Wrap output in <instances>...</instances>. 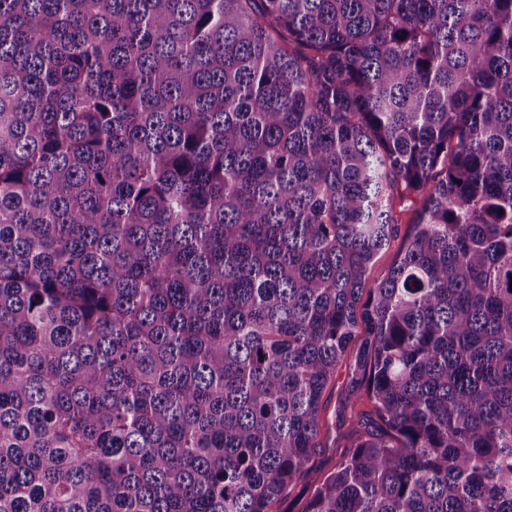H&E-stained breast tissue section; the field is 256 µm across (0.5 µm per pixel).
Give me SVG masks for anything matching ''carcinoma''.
Masks as SVG:
<instances>
[{"label":"carcinoma","instance_id":"carcinoma-1","mask_svg":"<svg viewBox=\"0 0 512 512\" xmlns=\"http://www.w3.org/2000/svg\"><path fill=\"white\" fill-rule=\"evenodd\" d=\"M347 356L301 512H512V0H0V512H273ZM414 209L415 207H412V209L402 214L401 224H397V232L390 246L377 257L376 262L369 271L365 285L366 289L374 286L375 283L380 281L387 274L397 259L399 252L406 245L408 235L412 230V225L409 223L414 218ZM348 361L336 368V374L322 400V418L324 424L317 438L318 448L312 455L310 470L305 478L288 489L285 496L274 505L276 512H299L303 501L314 491L317 485L331 472L336 470L342 456L349 448L345 429L335 427L334 419L339 408V398L347 382Z\"/></svg>","mask_w":512,"mask_h":512}]
</instances>
